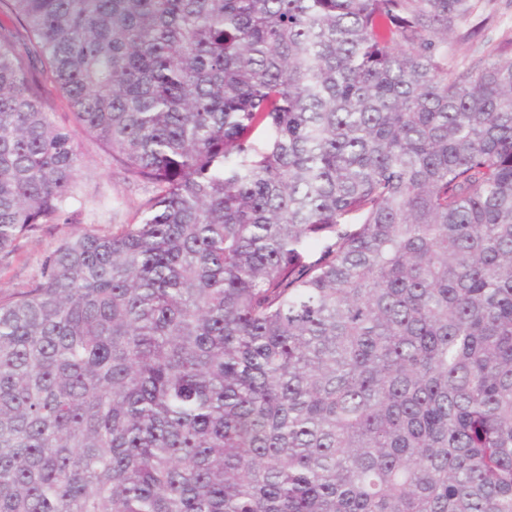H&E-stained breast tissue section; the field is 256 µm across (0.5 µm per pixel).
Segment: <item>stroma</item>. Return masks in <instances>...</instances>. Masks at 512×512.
<instances>
[{"label":"stroma","mask_w":512,"mask_h":512,"mask_svg":"<svg viewBox=\"0 0 512 512\" xmlns=\"http://www.w3.org/2000/svg\"><path fill=\"white\" fill-rule=\"evenodd\" d=\"M512 38V0H481L477 13L448 38V64L469 67ZM82 156L81 194L68 223L50 224L20 239L0 262V295L29 285L45 254L62 239L91 229H111L132 221L149 193L126 183L119 167L105 160L96 145L78 136Z\"/></svg>","instance_id":"35a3bbf8"}]
</instances>
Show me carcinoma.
<instances>
[{"instance_id": "cac0c4a2", "label": "carcinoma", "mask_w": 512, "mask_h": 512, "mask_svg": "<svg viewBox=\"0 0 512 512\" xmlns=\"http://www.w3.org/2000/svg\"><path fill=\"white\" fill-rule=\"evenodd\" d=\"M478 8L0 0V258L79 133L152 189L0 299V512H512V41L445 53Z\"/></svg>"}]
</instances>
